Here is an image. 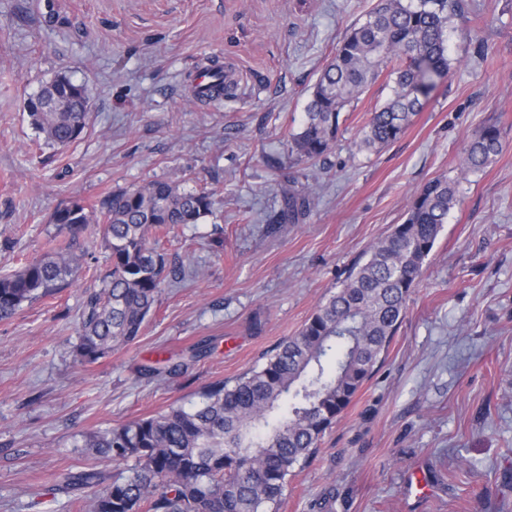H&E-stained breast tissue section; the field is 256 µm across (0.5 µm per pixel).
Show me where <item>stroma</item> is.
<instances>
[{"label": "stroma", "instance_id": "stroma-1", "mask_svg": "<svg viewBox=\"0 0 512 512\" xmlns=\"http://www.w3.org/2000/svg\"><path fill=\"white\" fill-rule=\"evenodd\" d=\"M376 2L0 0V274L45 254L49 218L69 200L155 179L215 200L212 216L163 239L185 275L132 344L90 365L75 353L85 297L111 265L98 226L73 248L71 288L0 321V512H76L50 490L59 474L122 471L87 455L82 436L191 406L204 386L261 366L436 178L455 182L459 202L403 323L281 512H512V0H465L471 37L449 22L450 72L397 141L359 146L391 94L382 75L343 110L332 151L299 161L289 135ZM214 65L231 81L220 103L194 94ZM61 73L90 90L87 127L64 147L23 110ZM486 124L503 130V149L463 170ZM288 177L311 192V211L269 224ZM201 342L208 355L181 373L139 375Z\"/></svg>", "mask_w": 512, "mask_h": 512}]
</instances>
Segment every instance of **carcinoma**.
Listing matches in <instances>:
<instances>
[{
  "label": "carcinoma",
  "mask_w": 512,
  "mask_h": 512,
  "mask_svg": "<svg viewBox=\"0 0 512 512\" xmlns=\"http://www.w3.org/2000/svg\"><path fill=\"white\" fill-rule=\"evenodd\" d=\"M452 17L467 36L471 19L463 0H379L322 71L305 121L290 135V153L317 161L332 150L341 112L384 72L391 96L371 113L361 147L399 139L450 71L445 31ZM88 104L87 88L60 74L23 106L46 143L64 146L83 133ZM502 147L498 126L481 128L464 148L465 167H486ZM294 184L281 189L270 223L297 224L310 210V194ZM457 203L454 183H426L413 194L403 223L372 246L263 365L231 383L206 386L193 408L175 405L83 436L88 453L128 467L108 485L94 468L68 472L56 489L83 492L89 512H280L289 478L313 460L326 430L385 360L406 299ZM213 205L208 191L153 180L92 204L75 200L58 208L50 223L66 226L69 243L0 276V320L70 287L79 267L71 243L100 223L111 268L103 288L85 302L76 346L81 362L99 361L140 336L164 283L176 274L159 250L161 239L176 226L199 223Z\"/></svg>",
  "instance_id": "carcinoma-1"
}]
</instances>
